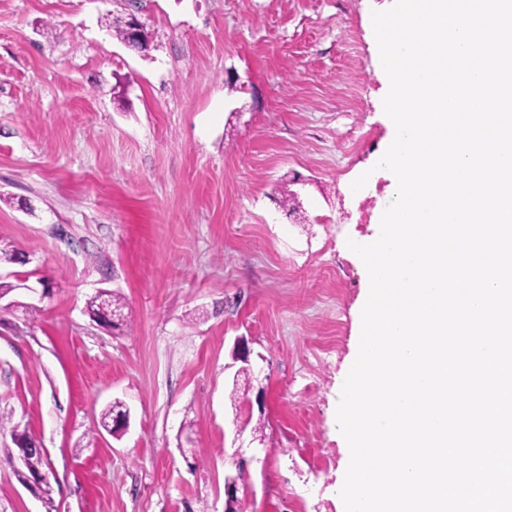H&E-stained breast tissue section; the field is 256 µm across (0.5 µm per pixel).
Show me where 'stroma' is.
Returning a JSON list of instances; mask_svg holds the SVG:
<instances>
[{"label": "stroma", "mask_w": 512, "mask_h": 512, "mask_svg": "<svg viewBox=\"0 0 512 512\" xmlns=\"http://www.w3.org/2000/svg\"><path fill=\"white\" fill-rule=\"evenodd\" d=\"M392 3L0 0V412L52 469L45 502L0 464V512H225L229 476L242 512H341L348 244L391 201L351 185L395 135L371 31ZM130 11L147 51L107 31ZM100 289L125 328L90 321Z\"/></svg>", "instance_id": "stroma-1"}]
</instances>
